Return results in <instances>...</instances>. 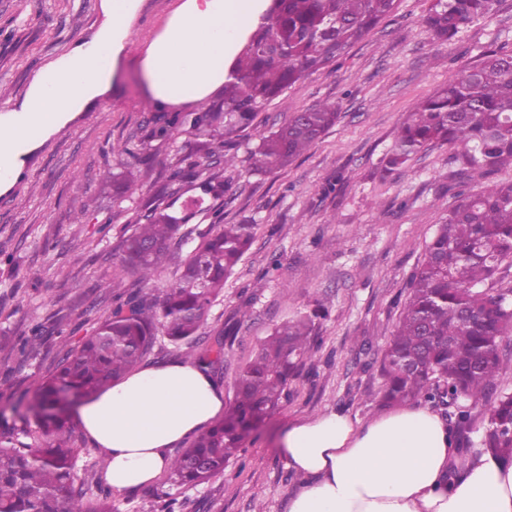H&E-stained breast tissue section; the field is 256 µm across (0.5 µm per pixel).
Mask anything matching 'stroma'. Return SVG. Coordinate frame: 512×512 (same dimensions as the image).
I'll return each mask as SVG.
<instances>
[{"label":"stroma","mask_w":512,"mask_h":512,"mask_svg":"<svg viewBox=\"0 0 512 512\" xmlns=\"http://www.w3.org/2000/svg\"><path fill=\"white\" fill-rule=\"evenodd\" d=\"M177 0H141L129 44L110 90L53 133L29 157L19 181L0 193V434L24 423L17 400H32L48 376L61 337L78 345L111 306L100 284L112 275V251L163 184L190 139L150 140L157 114L147 100L139 61ZM429 0H399L397 10L355 44L333 69L293 85L263 108L239 140L228 190L211 201L225 223H252L256 238L208 326L232 327L220 381L232 386L259 342L277 324L327 301L316 320L311 364L288 386V399L208 483L167 484L180 512H288L303 478L278 439L289 425L342 411L361 422L382 414V349L398 322L412 274L452 194L512 180V167L458 180L448 148L421 152L385 171L413 105L446 84L489 49L512 51V0L492 20L474 24L449 44L431 41L422 17ZM101 0H0V114L27 90L36 71L89 39L102 25ZM339 104L340 122L287 169L260 176L249 153L286 113L323 101ZM150 140L152 167L144 197L112 196L104 171H123L125 142ZM96 210L80 211L87 198ZM46 333L38 355L20 361L18 346L34 325Z\"/></svg>","instance_id":"35a3bbf8"}]
</instances>
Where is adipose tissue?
<instances>
[{"mask_svg": "<svg viewBox=\"0 0 512 512\" xmlns=\"http://www.w3.org/2000/svg\"><path fill=\"white\" fill-rule=\"evenodd\" d=\"M140 0H103L106 20L86 41L42 66L0 116V189L26 157L110 88ZM269 0H180L139 62L157 107L198 105L221 88ZM224 411V388L181 360L133 372L80 405L75 421L105 454L118 491L151 484L172 448ZM281 443L304 478L288 512H512V464L486 455L448 467L456 441L436 414L406 406L371 422L333 412L291 425Z\"/></svg>", "mask_w": 512, "mask_h": 512, "instance_id": "adipose-tissue-1", "label": "adipose tissue"}]
</instances>
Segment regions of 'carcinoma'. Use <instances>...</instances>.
Instances as JSON below:
<instances>
[{
    "mask_svg": "<svg viewBox=\"0 0 512 512\" xmlns=\"http://www.w3.org/2000/svg\"><path fill=\"white\" fill-rule=\"evenodd\" d=\"M396 0H272L261 22L236 56L224 82V100L204 112L159 114L150 139L170 140L184 126L193 140L178 160L168 184L147 200L141 222L119 244L115 277L100 284L106 291L124 278L148 282L166 261L175 280L156 294L124 291L83 342L69 346L53 372L37 382L22 416L23 438L0 435V512H114L105 496H87L78 481L73 429L60 400L82 403L140 366L163 335L187 358L209 372L222 370L229 332L207 336L209 312L255 238L253 224H212L194 229L196 245L179 254L188 235L181 227L205 212V197L224 196V171L204 165L217 156L233 167L237 139L252 127L259 111L299 80L333 66L351 47L390 14ZM498 0H431L422 23L435 42L449 43L474 23L491 18ZM341 116L328 101L290 112L251 152L252 169L270 175L308 151ZM449 147L460 174L492 173L512 165V53L495 50L464 68L448 84L415 103L392 148L381 163L387 171L404 167L417 154ZM118 152L150 167L149 144L124 143ZM112 179L118 199L142 193L132 168L101 175ZM193 179L201 195L182 215L164 198L173 184ZM512 263V181L474 194H458L425 246L409 283L394 332L381 361L380 404L424 401L456 406L451 425L473 458L492 455L512 464V388L499 378L502 343L512 332V288L495 283L503 265ZM328 313L318 302L275 326L235 378L224 420L195 438L168 467L175 484L197 486L224 473L249 433L273 415L288 396L297 370L313 356L314 319Z\"/></svg>",
    "mask_w": 512,
    "mask_h": 512,
    "instance_id": "1",
    "label": "carcinoma"
}]
</instances>
